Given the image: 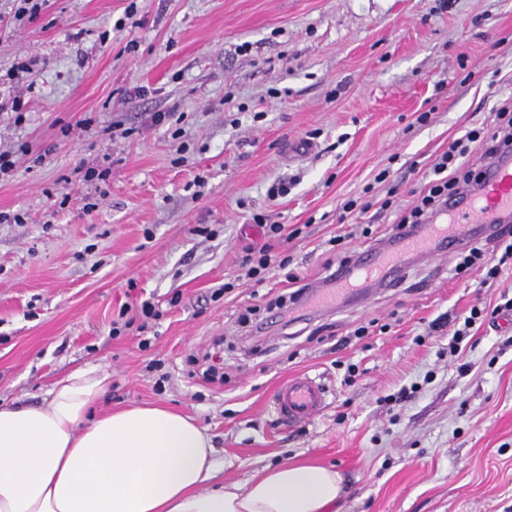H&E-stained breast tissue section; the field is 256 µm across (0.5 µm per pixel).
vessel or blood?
Wrapping results in <instances>:
<instances>
[{"mask_svg":"<svg viewBox=\"0 0 512 512\" xmlns=\"http://www.w3.org/2000/svg\"><path fill=\"white\" fill-rule=\"evenodd\" d=\"M467 210L478 223L487 225L512 214V158L502 156L490 162L482 185L467 198ZM465 236L458 214L448 211L433 223L400 232L390 243L364 249L356 265L341 268L325 287L307 296L304 304L316 310L333 308L357 289L391 276L407 255L447 256L460 248ZM273 406L283 422L306 423L326 408L327 392L317 378L296 374L277 386Z\"/></svg>","mask_w":512,"mask_h":512,"instance_id":"1","label":"vessel or blood"}]
</instances>
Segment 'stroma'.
I'll return each instance as SVG.
<instances>
[{"mask_svg":"<svg viewBox=\"0 0 512 512\" xmlns=\"http://www.w3.org/2000/svg\"><path fill=\"white\" fill-rule=\"evenodd\" d=\"M37 2L19 19L20 0H0V97L25 112H0V148L32 149L0 177V211L21 217L0 223V403L96 367L112 377L106 406L195 418L225 484L309 460L343 475L337 512H512V318L497 310L512 269L483 288L455 258L417 259L364 305L259 334L239 321L278 296L241 278L254 214L298 229L290 266L323 281L328 239L355 252L363 228L389 238L436 157L512 96V0ZM30 60L31 87L14 75ZM86 167L110 175L87 183ZM280 181L288 195L270 197ZM350 199L371 207L338 223ZM146 299L163 315L144 349L112 321ZM478 302L493 316L451 355ZM372 319L382 332L348 341ZM204 353L212 383L188 374ZM297 372L329 405L291 427L272 398Z\"/></svg>","mask_w":512,"mask_h":512,"instance_id":"obj_1","label":"stroma"}]
</instances>
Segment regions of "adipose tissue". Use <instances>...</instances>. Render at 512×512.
<instances>
[{"mask_svg": "<svg viewBox=\"0 0 512 512\" xmlns=\"http://www.w3.org/2000/svg\"><path fill=\"white\" fill-rule=\"evenodd\" d=\"M110 376L83 368L40 405H0V512H333L340 472L307 462L215 485L210 436L161 406L94 413Z\"/></svg>", "mask_w": 512, "mask_h": 512, "instance_id": "adipose-tissue-1", "label": "adipose tissue"}]
</instances>
